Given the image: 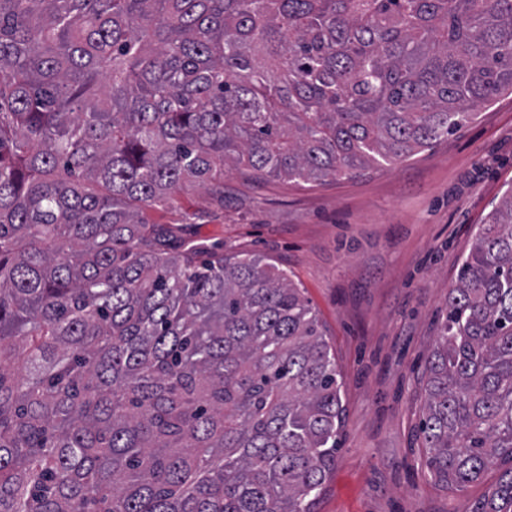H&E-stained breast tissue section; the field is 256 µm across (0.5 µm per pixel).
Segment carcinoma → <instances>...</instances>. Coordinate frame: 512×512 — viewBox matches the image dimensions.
I'll return each mask as SVG.
<instances>
[{"label": "carcinoma", "mask_w": 512, "mask_h": 512, "mask_svg": "<svg viewBox=\"0 0 512 512\" xmlns=\"http://www.w3.org/2000/svg\"><path fill=\"white\" fill-rule=\"evenodd\" d=\"M512 94V0H0V512H316L342 379L301 289L144 211L323 184ZM431 478L512 512V193L426 360Z\"/></svg>", "instance_id": "1"}]
</instances>
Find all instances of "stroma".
<instances>
[{
  "label": "stroma",
  "instance_id": "stroma-1",
  "mask_svg": "<svg viewBox=\"0 0 512 512\" xmlns=\"http://www.w3.org/2000/svg\"><path fill=\"white\" fill-rule=\"evenodd\" d=\"M412 159L323 184L224 176V204L203 189L148 210L188 222L225 252L267 255L303 288L343 379L336 465L317 512H475L500 476L437 485L418 433L423 358L448 291L487 213L512 192V95Z\"/></svg>",
  "mask_w": 512,
  "mask_h": 512
}]
</instances>
